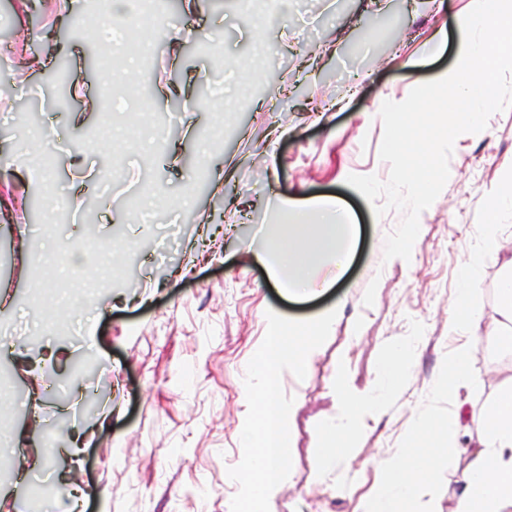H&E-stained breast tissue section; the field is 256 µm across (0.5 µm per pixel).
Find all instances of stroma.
I'll return each instance as SVG.
<instances>
[{"label": "stroma", "instance_id": "stroma-1", "mask_svg": "<svg viewBox=\"0 0 512 512\" xmlns=\"http://www.w3.org/2000/svg\"><path fill=\"white\" fill-rule=\"evenodd\" d=\"M475 0H197L157 31L102 41L88 0H0L11 58L0 74V512H31L38 481L65 512H231L242 459L246 366L266 311L308 320L336 310L305 378L282 375L294 403L292 470L270 512H359L396 448L441 460L423 477L434 512H454L458 480L512 354L489 334L512 247L484 255L471 301L477 384L458 397L470 429L449 445L434 386L458 344L465 260L482 253L485 214L512 190V109L460 135L449 179L420 215L410 260H384L401 221L375 218L350 174L387 180L384 101L456 67L452 50L405 66ZM83 96L59 106L58 78ZM86 110L81 126L71 112ZM282 198L335 199L357 232L322 296L292 301L254 259L289 231ZM408 375L385 412L363 419L344 465L320 471L336 416V371L358 390L379 377L389 341Z\"/></svg>", "mask_w": 512, "mask_h": 512}]
</instances>
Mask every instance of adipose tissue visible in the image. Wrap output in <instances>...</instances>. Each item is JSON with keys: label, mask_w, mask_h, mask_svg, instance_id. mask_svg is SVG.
<instances>
[{"label": "adipose tissue", "mask_w": 512, "mask_h": 512, "mask_svg": "<svg viewBox=\"0 0 512 512\" xmlns=\"http://www.w3.org/2000/svg\"><path fill=\"white\" fill-rule=\"evenodd\" d=\"M436 43H449L455 49L460 68L451 76L454 101L468 110L466 118L453 114L448 122L475 123L479 111L493 101L499 61L512 58V0H478L476 9L456 18L452 31L437 33ZM278 208L302 221L312 212L318 220L309 227L303 251H296L287 240L276 251L256 253V261L289 294H316L330 287V279H310L305 269L315 256L334 247V233L345 220V212L330 200L313 205L308 213L290 198L280 199ZM479 266L480 260L474 256L461 271L463 287L457 298L458 314L449 323L450 331L472 332L481 325V313L472 305L468 291ZM336 379V421L325 431L326 439L335 443L336 452L323 459L326 467L344 457L347 447L359 437L364 414L381 411L384 406L375 389L350 390L341 372ZM436 467V461L401 449L388 463L386 478L362 503L361 512H432L425 487L416 476ZM456 512H512V385L499 390L484 420L462 474Z\"/></svg>", "instance_id": "obj_1"}]
</instances>
